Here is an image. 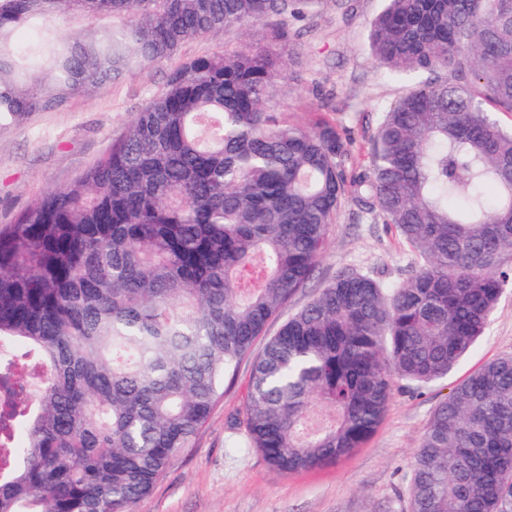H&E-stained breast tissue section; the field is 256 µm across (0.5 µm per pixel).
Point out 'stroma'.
I'll return each instance as SVG.
<instances>
[{
  "label": "stroma",
  "instance_id": "stroma-1",
  "mask_svg": "<svg viewBox=\"0 0 512 512\" xmlns=\"http://www.w3.org/2000/svg\"><path fill=\"white\" fill-rule=\"evenodd\" d=\"M384 0H323L306 20L291 22L277 50L289 78L277 82L275 103L300 121L336 125L354 140L352 167L366 164L377 117L418 75L395 76L375 58L369 23ZM236 36H202L185 42L172 60L137 70L82 93L54 112H36L0 127V224L33 206L47 191L68 184L95 163L125 131L174 66L223 52ZM416 263L394 229L356 221L345 206L332 224L315 279L292 295L293 313L336 271L350 268L384 283L405 278ZM245 358L224 398L135 512H407L411 463L437 406L484 363L512 353V288L506 289L483 339L447 378L423 388L397 382L386 415L369 439L348 456L313 468L279 473L251 448L242 410L251 385Z\"/></svg>",
  "mask_w": 512,
  "mask_h": 512
}]
</instances>
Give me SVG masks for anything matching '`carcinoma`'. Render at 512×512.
<instances>
[{"instance_id":"1","label":"carcinoma","mask_w":512,"mask_h":512,"mask_svg":"<svg viewBox=\"0 0 512 512\" xmlns=\"http://www.w3.org/2000/svg\"><path fill=\"white\" fill-rule=\"evenodd\" d=\"M323 0H0V126L172 58L194 57L107 153L0 225V512H134L224 397L269 320L312 279L351 204L419 259L384 284L343 269L254 361L243 422L278 472L332 463L383 421L398 378L448 374L512 284V0H386L375 57L426 72L381 112L367 168L326 122L273 102L288 68L247 40ZM61 14L87 28L71 36ZM43 25L23 50L15 31ZM40 380L24 394L18 367ZM409 512H512V354L436 408L411 465Z\"/></svg>"}]
</instances>
